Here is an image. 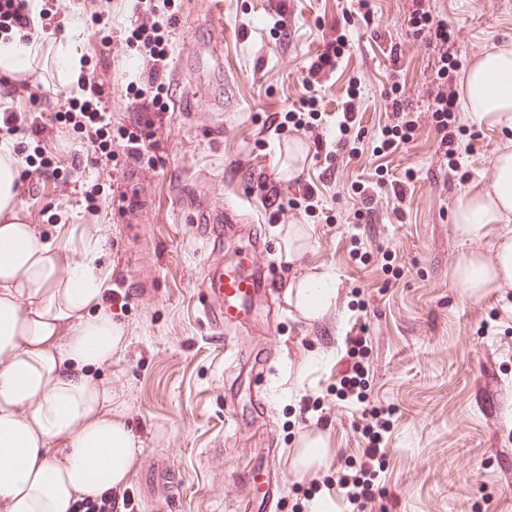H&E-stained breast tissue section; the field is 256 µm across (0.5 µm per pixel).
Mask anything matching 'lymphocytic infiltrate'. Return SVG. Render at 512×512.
I'll use <instances>...</instances> for the list:
<instances>
[{
  "mask_svg": "<svg viewBox=\"0 0 512 512\" xmlns=\"http://www.w3.org/2000/svg\"><path fill=\"white\" fill-rule=\"evenodd\" d=\"M175 6V0H137V25L125 40L126 47L136 51L143 69L148 70L154 77L166 76L168 84L171 85L175 84L176 78L171 75L168 67L164 32L172 24ZM60 14V7L56 4L41 9V25L35 28L30 22V0H0V39L6 41L16 36L22 42H31L36 29L46 30L57 26ZM409 23L415 35L427 36L438 47V64L432 75L436 93L428 110L440 136L439 145L444 149L449 167L453 168L456 167L459 156L471 157L480 152L476 139L465 142L457 137L462 128L460 93L455 78L448 75V47L460 40L461 31L448 24L447 20L433 16L421 2L413 10ZM101 101V87L90 85L88 97L69 110L57 113L55 122L59 125H71L76 131L86 128L93 130L99 141V155L94 160L96 179L107 185L115 182L118 168L112 163V117L102 107ZM136 107L140 114L138 124L134 130L122 135L124 153L135 160L140 159L146 141L153 135L157 118L167 110V103L159 93L143 89L136 95ZM387 423L386 410L372 407L361 412L360 429L365 444L361 450L360 465L355 471L343 474L339 480L355 512H367L369 505L375 502V465L384 455L382 432Z\"/></svg>",
  "mask_w": 512,
  "mask_h": 512,
  "instance_id": "lymphocytic-infiltrate-1",
  "label": "lymphocytic infiltrate"
}]
</instances>
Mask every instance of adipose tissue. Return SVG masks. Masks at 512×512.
<instances>
[{"mask_svg": "<svg viewBox=\"0 0 512 512\" xmlns=\"http://www.w3.org/2000/svg\"><path fill=\"white\" fill-rule=\"evenodd\" d=\"M463 101L476 123L512 129V52L481 54L464 79ZM17 158L0 148V512H74L76 500L124 482L141 440L112 419V393L86 367L110 363L121 328L96 311L101 276L91 264L62 267L50 243L20 220ZM492 191L463 197L458 230L474 239L489 224L512 220V153L492 169ZM472 299L512 282V238L494 261L466 254L453 271ZM316 317L333 299L322 273L292 290Z\"/></svg>", "mask_w": 512, "mask_h": 512, "instance_id": "1", "label": "adipose tissue"}]
</instances>
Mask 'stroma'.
Wrapping results in <instances>:
<instances>
[{
	"label": "stroma",
	"instance_id": "stroma-1",
	"mask_svg": "<svg viewBox=\"0 0 512 512\" xmlns=\"http://www.w3.org/2000/svg\"><path fill=\"white\" fill-rule=\"evenodd\" d=\"M224 2L223 13L213 15L208 0H181L167 36L181 78L168 94L173 107L156 126L152 148L141 160H128L112 186H96L94 149L71 127L40 142L0 128V141L9 140L19 161L39 154L73 169L68 186L49 180L26 193L22 220L51 243L62 266L92 263L103 289L130 295L126 308L110 310L125 336L121 350L110 364L86 370L92 381L111 389L113 419L142 442L122 485L130 504L117 512H236L213 483L212 450L224 437L229 406L255 434L246 458L225 448L231 467L253 466L257 481H264L271 433L284 471L280 496L257 493L248 512H307L316 494L331 501L333 512H349L335 477L359 454L360 410L342 399L339 380L349 362L347 339L362 334L368 341L367 404L392 412L375 486L385 512H512V287L489 289L474 300L453 278L464 255L474 250L492 260L499 240L512 237V223L490 224L468 241L455 223L461 198L490 191L492 163L512 152V131L470 123L482 153L448 170L427 110L439 52L425 41L411 50L417 42L408 24L412 0H280L275 11L268 0ZM427 3L433 14L462 28L451 53L464 67L483 51L512 50V0ZM102 12L101 24L82 13L80 0H64L63 28L44 35L28 72L39 100L10 99L13 77L0 72V111L36 112L48 122L71 101L86 98V91L72 87L57 54L75 42L83 50L86 81L105 83L102 104L112 112L113 128L133 127L135 89L150 79L124 44L136 15L111 0H102ZM284 13L295 18L289 36L295 64L288 70L275 49V22ZM340 31L349 39L345 58L330 86L315 95L320 111L336 115L346 106L350 77L362 74V106L351 134L364 150L332 171L324 150L310 142L300 144L296 161H289L285 143L292 134L272 123L301 109L308 68ZM106 35L112 45L105 50ZM213 41L223 60L218 73L206 53ZM397 66L418 130L396 152L381 155L373 141L387 121L390 75ZM227 124L237 127L236 137H225ZM191 156L202 172L181 171ZM243 168L275 181L284 203L294 196L293 177H302L320 206L297 213L304 240L287 263V227L272 222L264 197L250 191L251 220L227 237L224 259H233L235 248L249 247L257 233L268 244L283 288L325 271L336 285L320 317L285 309L280 351L265 361L270 384L263 417L250 404L261 388L247 357L256 339L227 327L225 335L240 351L235 360L209 328L197 285L208 271L212 244L176 203L189 186L222 204L225 195L239 192L236 173ZM144 179L152 184L151 198L128 210L125 196ZM364 184L379 191V223L354 219ZM90 198L101 209L94 233L81 222ZM308 429L321 432L328 452L321 464L299 473L298 440ZM159 457L167 458L182 482L165 511L145 478ZM322 476L326 484L313 486Z\"/></svg>",
	"mask_w": 512,
	"mask_h": 512
}]
</instances>
